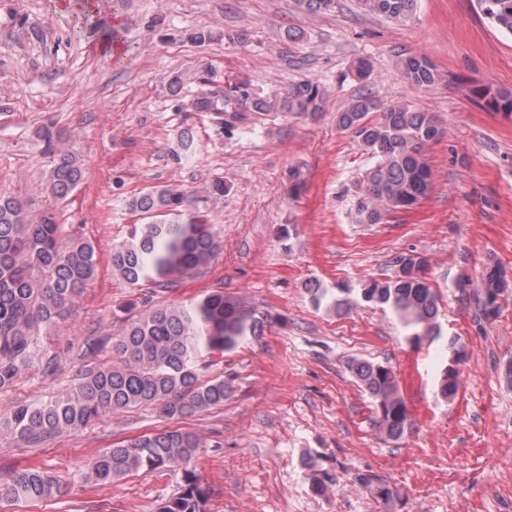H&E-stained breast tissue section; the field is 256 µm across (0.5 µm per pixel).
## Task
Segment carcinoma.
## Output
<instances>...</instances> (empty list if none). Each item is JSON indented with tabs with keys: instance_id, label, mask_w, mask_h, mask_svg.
I'll list each match as a JSON object with an SVG mask.
<instances>
[{
	"instance_id": "obj_1",
	"label": "carcinoma",
	"mask_w": 512,
	"mask_h": 512,
	"mask_svg": "<svg viewBox=\"0 0 512 512\" xmlns=\"http://www.w3.org/2000/svg\"><path fill=\"white\" fill-rule=\"evenodd\" d=\"M366 11L406 23L416 14L418 0H358ZM310 14L334 9L335 0H299ZM484 16L500 31L512 35V0H478ZM402 75L428 87L436 82L434 65L424 55L399 60ZM202 88L190 101L194 112H208L231 130L245 123L250 113L318 112L324 91L310 80L288 84L269 97L253 96L232 85L216 86L200 80ZM471 92L488 100L497 111L512 114V91L495 92L476 86ZM372 112L378 113L374 119ZM337 124L349 131L371 155L374 164L352 186L355 221L380 224L401 207L425 198L431 174L424 160L426 145L440 135L434 117L406 103H382L360 95ZM51 168L44 191L61 203L80 185L85 169L80 160L57 148L60 136L51 128L41 131ZM183 193L151 186L128 202L144 223L133 225L129 240L112 249V270L132 286L150 283L169 288L177 278L200 273L220 250V240L205 216L182 211ZM96 251L82 234L65 233L54 211L31 220L27 206L0 192V391L12 388L33 365L35 336L66 318L96 274ZM425 262L404 254L395 261L387 279H374L362 289L361 299L390 309L411 343L437 341L442 336L438 297L424 277ZM311 300L346 309L350 303L315 283ZM512 299V284L496 267L485 271L476 289V316H498ZM121 332L88 345L96 354L108 347L114 362L94 365L75 379L63 396L41 405L19 404L0 421V435L31 446L67 431L81 430L104 413L119 414L140 405H153L170 418L192 416L224 405L229 386L222 377L203 379L199 358L235 349L241 341L263 334L269 315L256 311L214 290L184 306H163L141 312L123 308ZM349 370L372 399L373 422L386 439H402L412 426L394 371L378 362L355 359ZM459 371L448 363L441 370L437 392L455 397ZM197 436L185 429H169L128 440L96 455L91 476L111 482L133 471L165 468L183 471V485L160 512H204L207 491L194 467ZM356 482L391 512L398 490L379 475L359 474ZM59 492L56 482L39 466L13 470L0 481V501L37 503Z\"/></svg>"
}]
</instances>
